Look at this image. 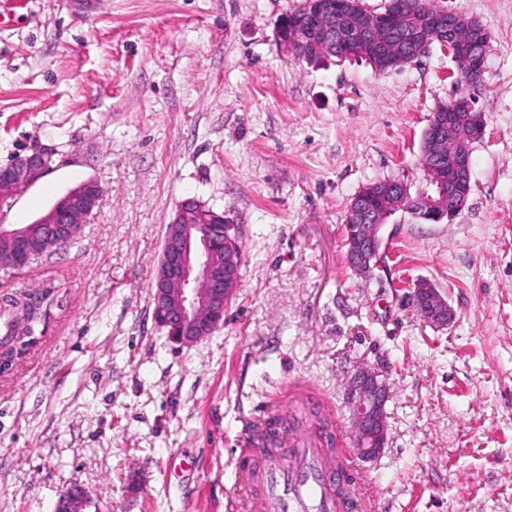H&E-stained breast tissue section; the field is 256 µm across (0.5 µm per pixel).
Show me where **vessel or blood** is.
Segmentation results:
<instances>
[{"instance_id": "1", "label": "vessel or blood", "mask_w": 512, "mask_h": 512, "mask_svg": "<svg viewBox=\"0 0 512 512\" xmlns=\"http://www.w3.org/2000/svg\"><path fill=\"white\" fill-rule=\"evenodd\" d=\"M306 396L305 389H298L293 403H270L250 415L248 428L272 425L280 448L267 459L253 454L235 459L237 492L229 505L231 512H371L369 489L342 451L341 423L333 425L341 448L333 457L317 440L289 436L288 420Z\"/></svg>"}]
</instances>
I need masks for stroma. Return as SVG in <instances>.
<instances>
[{"mask_svg": "<svg viewBox=\"0 0 512 512\" xmlns=\"http://www.w3.org/2000/svg\"><path fill=\"white\" fill-rule=\"evenodd\" d=\"M303 0H26L0 23V166L51 169L18 192L27 224L82 181L103 196L77 238L0 293L38 290L44 334L0 373V512H227L245 416L321 394L345 427L350 372L391 388L389 441L356 469L376 512H512V0H436L490 39L473 191L453 222L397 213L370 280L343 246L351 197L382 179L428 189L421 141L451 100L447 50L378 72L309 65L277 37ZM236 226L241 286L223 325L168 341L153 320L165 226L186 200ZM433 283L447 330L403 304ZM87 496L81 485L74 484L59 498L55 512H84Z\"/></svg>", "mask_w": 512, "mask_h": 512, "instance_id": "stroma-1", "label": "stroma"}]
</instances>
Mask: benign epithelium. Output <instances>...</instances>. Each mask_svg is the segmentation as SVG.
I'll list each match as a JSON object with an SVG mask.
<instances>
[{
  "label": "benign epithelium",
  "instance_id": "1",
  "mask_svg": "<svg viewBox=\"0 0 512 512\" xmlns=\"http://www.w3.org/2000/svg\"><path fill=\"white\" fill-rule=\"evenodd\" d=\"M307 26L301 37L307 43L319 39L329 42L323 10L318 0L309 2ZM422 23L435 29L455 33L446 47L454 62L465 58L472 41L489 36L480 20L464 12L441 10L426 14ZM351 51L358 55H376L383 68H396L409 63L399 41L387 37L380 27L378 15L365 10L355 16V23L344 33ZM475 101L471 96L451 99L428 124L429 138L421 149L434 156L455 130L462 114H472ZM50 155L34 152L16 157L8 166L0 167V214L10 209L17 193L36 183L51 168ZM426 179L439 186L453 188L451 195L440 191L435 195L414 196L405 182L379 191L367 184L351 198L344 224L343 245L349 268L361 278H369L377 267V254L382 244L381 228L398 212L411 214L417 220L435 224L452 221L465 206L472 180L465 152L451 156L447 166L430 164ZM103 195L100 184L86 180L59 196L42 216L30 224H0V238L10 243V251L0 257V267L21 269L43 255V249L59 243L73 233L80 221L98 208ZM243 255L235 226L224 221V215L192 200L184 202L166 225L162 254L153 281V317L165 331L168 340L179 346H191L211 335L224 324V310L234 299L240 286ZM48 297L23 292L15 295V307L22 312V325L12 342L0 344V372L15 359L21 349H32L38 342L35 334H26L28 318L42 322L46 316ZM406 304L418 308L419 318L437 330H445L455 318L447 298L432 283L421 280L409 289ZM390 388L369 367H359L351 375L348 395L353 409L354 430L352 455L374 461L386 448L389 425L386 403ZM87 496L84 488L72 485L59 498L55 512H85Z\"/></svg>",
  "mask_w": 512,
  "mask_h": 512
}]
</instances>
